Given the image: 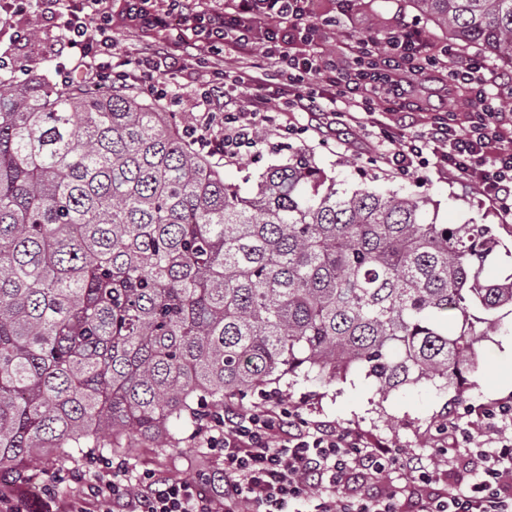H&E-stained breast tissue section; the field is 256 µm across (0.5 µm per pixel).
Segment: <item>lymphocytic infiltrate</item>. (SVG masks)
<instances>
[{
    "instance_id": "f902f5d3",
    "label": "lymphocytic infiltrate",
    "mask_w": 512,
    "mask_h": 512,
    "mask_svg": "<svg viewBox=\"0 0 512 512\" xmlns=\"http://www.w3.org/2000/svg\"><path fill=\"white\" fill-rule=\"evenodd\" d=\"M315 2L224 0L217 10L209 0H48L69 69L85 84L136 87L169 106L177 73L204 70L184 125L201 153L238 163L263 145L264 128L283 139L305 134L291 119L303 112L322 134L336 124L372 130L375 160L390 171L435 170L512 217V112L493 92L486 60L431 43L414 26L358 40L359 67L342 71L321 50L334 22ZM118 22L147 40L111 63ZM423 67L452 73L469 101L464 114L435 112L419 127L397 118L405 80ZM271 84L281 87L275 105L259 93ZM193 436L221 458L216 482L146 472L132 485L116 466L90 486L98 512H512L511 399L448 411L428 455L306 418L276 394L203 417ZM459 467L467 480L455 479Z\"/></svg>"
}]
</instances>
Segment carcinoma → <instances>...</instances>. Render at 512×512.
Returning a JSON list of instances; mask_svg holds the SVG:
<instances>
[{
	"instance_id": "cac0c4a2",
	"label": "carcinoma",
	"mask_w": 512,
	"mask_h": 512,
	"mask_svg": "<svg viewBox=\"0 0 512 512\" xmlns=\"http://www.w3.org/2000/svg\"><path fill=\"white\" fill-rule=\"evenodd\" d=\"M407 2L512 67V0ZM427 205L303 157L243 193L152 98L0 76V479L352 369L464 388L512 274L484 277L490 225Z\"/></svg>"
}]
</instances>
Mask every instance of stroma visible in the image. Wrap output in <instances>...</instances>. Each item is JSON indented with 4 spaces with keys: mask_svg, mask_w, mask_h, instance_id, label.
Returning <instances> with one entry per match:
<instances>
[{
    "mask_svg": "<svg viewBox=\"0 0 512 512\" xmlns=\"http://www.w3.org/2000/svg\"><path fill=\"white\" fill-rule=\"evenodd\" d=\"M420 26L425 37L433 43L444 40V33L432 23L423 20L408 6L406 0H372L371 7L356 9L354 16L343 18L337 27L336 40L325 43L324 50L337 64L352 70L356 54L346 48L347 38L366 34H380L404 26ZM32 30L35 38L26 45L13 39L15 30ZM0 54L11 57L18 66V77L27 78L49 73L62 60L55 22L39 8L0 21ZM453 95L444 75L426 72L413 78L407 103L417 105L421 114L447 110ZM312 159L329 175L335 177L339 189L350 191L368 184L382 192L394 191L401 195H426L436 205L435 218L440 224H489L502 245L487 267L490 276L500 278L512 274V227L505 216L497 212L475 188L465 186L435 171L423 172L420 177H400L385 173L374 163L367 146L366 133L343 130L329 134L327 144H319L316 133L290 139L279 152L260 148L244 154L240 164L224 168L226 182L248 189L252 180L270 166L286 162L296 155ZM480 369L476 385L463 393L442 392L428 383L408 385L381 397L373 379L362 371H354L346 380L324 387L302 382L284 391L286 400L301 404L308 416L330 420L344 427H355L366 435L385 441L388 445L420 453H429L430 435L438 419L451 407L464 408L512 398V315L505 325L479 344ZM127 445L113 451L109 457L73 462L60 459L39 467L33 478L41 485L48 475L80 465L85 470L103 471L108 465L122 463L129 478L152 470L171 479H201L203 474L217 470L215 458L203 453L190 431L174 429L168 442L158 444L129 433Z\"/></svg>",
    "mask_w": 512,
    "mask_h": 512,
    "instance_id": "1",
    "label": "stroma"
}]
</instances>
